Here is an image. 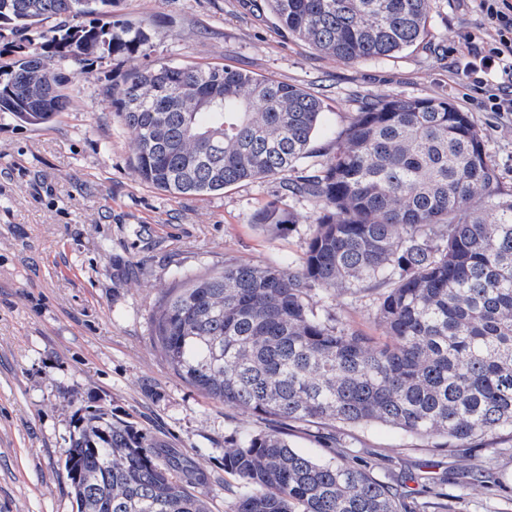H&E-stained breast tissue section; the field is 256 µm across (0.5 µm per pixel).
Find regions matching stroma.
I'll use <instances>...</instances> for the list:
<instances>
[{
	"label": "stroma",
	"mask_w": 512,
	"mask_h": 512,
	"mask_svg": "<svg viewBox=\"0 0 512 512\" xmlns=\"http://www.w3.org/2000/svg\"><path fill=\"white\" fill-rule=\"evenodd\" d=\"M106 19L148 29L136 58L90 57L49 126L0 115V512H75L64 451L79 415L98 406L191 458L208 476L197 495L211 512H229L239 480L224 471V442L264 423L184 382L155 345L152 317L168 289L232 259L300 268L318 210L273 180L182 197L142 182L112 90L161 61L297 85L326 105L317 164L367 99L444 98L471 113L507 191L512 117L486 111L483 89L452 69L461 35L480 21L469 0H431L423 47L359 63L289 37L253 0H113ZM270 202L295 224L276 234L253 224ZM377 298L357 290L313 302L381 340ZM288 433L315 459L347 451L388 481L425 467L447 474L451 512H512L511 436L471 451L497 478L493 491L464 481L448 449L391 426L293 423Z\"/></svg>",
	"instance_id": "1"
}]
</instances>
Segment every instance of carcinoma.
I'll return each instance as SVG.
<instances>
[{
  "instance_id": "cac0c4a2",
  "label": "carcinoma",
  "mask_w": 512,
  "mask_h": 512,
  "mask_svg": "<svg viewBox=\"0 0 512 512\" xmlns=\"http://www.w3.org/2000/svg\"><path fill=\"white\" fill-rule=\"evenodd\" d=\"M264 2L289 36L346 62L428 36L430 0ZM100 3L112 0H0L17 53L0 75L1 113L48 125L68 104L66 69L136 56L150 39L140 25H70ZM112 96L144 183L200 196L281 179L319 209L301 268L229 260L170 289L154 314L156 344L187 384L277 423L224 441V471L240 480L231 512H443L444 475L390 483L345 451L316 461L282 426L384 424L450 450L512 434V193L470 114L445 99L376 98L313 169L302 163L324 103L296 85L160 62ZM252 223L278 232L296 219L271 203ZM370 285L385 287L387 343L312 303ZM64 467L76 512H210L190 458L103 406L78 417Z\"/></svg>"
}]
</instances>
